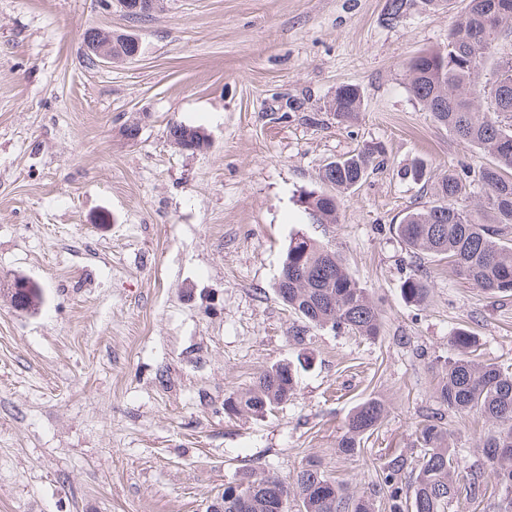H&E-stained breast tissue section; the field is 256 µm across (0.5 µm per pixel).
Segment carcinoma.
Segmentation results:
<instances>
[{
    "label": "carcinoma",
    "instance_id": "carcinoma-1",
    "mask_svg": "<svg viewBox=\"0 0 512 512\" xmlns=\"http://www.w3.org/2000/svg\"><path fill=\"white\" fill-rule=\"evenodd\" d=\"M444 0H388L386 21L400 22L417 4L436 7ZM512 36V11H502V0H468L464 15L448 30L447 43L427 49L406 63L410 94L437 123L464 143L491 156L474 173L486 195L490 220L476 218L462 206L466 183L454 173L435 185V200L405 213L394 233L413 253L446 259L456 275L493 296H512V57L497 58L499 41ZM139 44L129 35H112V62L133 59ZM489 101L491 114L481 112ZM360 91L342 85L329 103L340 123H350L362 111ZM168 140L178 148L195 152L207 146V134L196 127L171 123ZM378 149L360 151L328 163L319 173L323 189L307 194L303 203L316 224H335L338 194L357 189L369 174ZM10 296L14 307L34 309L42 303L38 285L18 279ZM275 290L284 305L314 327L346 329L371 340L380 336L382 314L367 289L352 277L343 260L326 245L301 234L291 238ZM405 300L423 305L429 284L416 274L401 287ZM476 339L462 327L454 332L457 355L440 364L439 399L442 406L462 418L478 415L489 428L481 444L487 466L496 478V512H512V370L472 357ZM297 371L281 363L262 371L246 392L224 403L232 413L262 415L288 401L296 390ZM386 419L383 404L366 400L349 414L337 452L358 453L364 437ZM422 461L413 483L399 485L406 461L390 460L382 471L380 489L389 512H452L461 494L455 473L465 467L463 458L448 447V428L443 414L426 416L416 430ZM293 496L301 512H377L374 499L354 498L343 485L328 476L319 461L309 459L289 484L275 475H259L244 469L224 488L223 512H280L282 497Z\"/></svg>",
    "mask_w": 512,
    "mask_h": 512
}]
</instances>
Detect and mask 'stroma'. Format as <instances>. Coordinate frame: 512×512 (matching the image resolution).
<instances>
[{"label":"stroma","instance_id":"stroma-1","mask_svg":"<svg viewBox=\"0 0 512 512\" xmlns=\"http://www.w3.org/2000/svg\"><path fill=\"white\" fill-rule=\"evenodd\" d=\"M467 0L384 20L387 0H166L143 22L104 0H0V512H206L243 469L293 481L307 458L374 492L392 456L417 460L441 407L438 361L466 326L478 361L512 367V296L459 279L393 232L434 181L488 162L409 93L405 64L446 42ZM132 33L133 60L85 58L83 33ZM352 84L363 109L327 106ZM203 129L206 151L166 137ZM137 126L129 137V126ZM378 163L341 195L338 221L301 199L320 169L368 145ZM423 160L433 179L413 181ZM338 253L383 315L380 336L310 329L274 283L292 237ZM411 273L430 285L407 303ZM40 284L22 311L15 278ZM307 359L287 403L260 416L225 400L273 365ZM375 399L384 425L339 455L344 421ZM480 472L453 512H492L482 418L447 415ZM363 100L360 91L353 85H342L336 88V93L329 103V109L334 112L340 123H350L357 119L362 111ZM168 140L181 150L194 153L195 149L207 146V134L196 127L171 123L167 127Z\"/></svg>","mask_w":512,"mask_h":512}]
</instances>
